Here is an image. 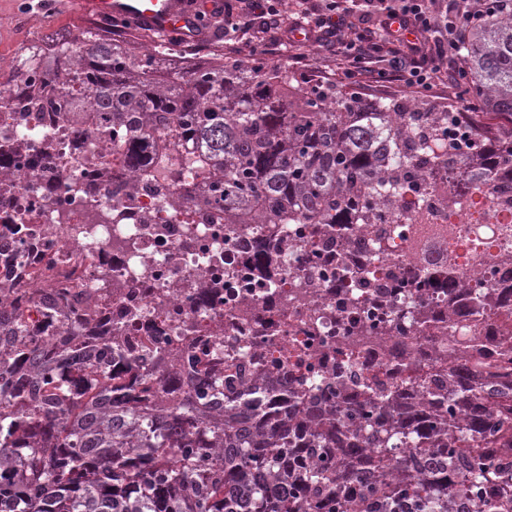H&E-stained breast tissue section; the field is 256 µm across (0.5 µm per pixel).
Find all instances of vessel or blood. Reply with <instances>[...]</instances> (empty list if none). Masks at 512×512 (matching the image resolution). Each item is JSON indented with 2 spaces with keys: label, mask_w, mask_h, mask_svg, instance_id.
Instances as JSON below:
<instances>
[{
  "label": "vessel or blood",
  "mask_w": 512,
  "mask_h": 512,
  "mask_svg": "<svg viewBox=\"0 0 512 512\" xmlns=\"http://www.w3.org/2000/svg\"><path fill=\"white\" fill-rule=\"evenodd\" d=\"M86 19L120 17L150 31H183L191 27L201 0H76Z\"/></svg>",
  "instance_id": "obj_1"
}]
</instances>
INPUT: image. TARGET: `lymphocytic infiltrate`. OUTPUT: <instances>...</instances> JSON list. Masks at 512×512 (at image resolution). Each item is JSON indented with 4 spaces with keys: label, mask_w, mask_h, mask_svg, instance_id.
<instances>
[{
    "label": "lymphocytic infiltrate",
    "mask_w": 512,
    "mask_h": 512,
    "mask_svg": "<svg viewBox=\"0 0 512 512\" xmlns=\"http://www.w3.org/2000/svg\"><path fill=\"white\" fill-rule=\"evenodd\" d=\"M282 6L283 0H255L245 11L233 0H224L217 18L228 37L257 27L276 31L283 44L296 33L335 39L341 73L351 85L395 82L429 93L443 81L452 89L461 85L466 74L461 50L469 28L482 17L500 12L506 0H447L443 5L437 0H354L356 12L373 7L376 25L360 27L347 39L338 36L342 0H322L303 11L292 29L281 24Z\"/></svg>",
    "instance_id": "f902f5d3"
}]
</instances>
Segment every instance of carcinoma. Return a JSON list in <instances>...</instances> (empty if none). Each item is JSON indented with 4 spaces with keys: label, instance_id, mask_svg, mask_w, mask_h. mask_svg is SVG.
I'll use <instances>...</instances> for the list:
<instances>
[{
    "label": "carcinoma",
    "instance_id": "carcinoma-1",
    "mask_svg": "<svg viewBox=\"0 0 512 512\" xmlns=\"http://www.w3.org/2000/svg\"><path fill=\"white\" fill-rule=\"evenodd\" d=\"M43 70L16 75L29 112H80L85 92L111 116L112 133L128 143L125 158L156 181L177 169L204 181L203 202L224 207L226 224H314L315 238L344 240L352 224H370L388 204L398 221L389 244L406 234L448 241L435 263L417 254L420 281L436 280L457 298L460 268L476 255L493 260L496 288L467 292L483 328L448 321V351L474 348L475 364L448 373L402 369L366 377L336 363L320 395L297 392L304 417L290 429L265 427L280 397L250 368L229 363L202 386L174 375L144 374L161 359L152 337L131 352L103 340L88 352L58 345L50 331L91 310L73 289L49 288L38 299L18 293L0 328V512H448V491L463 486L482 512L512 504V11L469 30L462 49L466 98L475 111L457 116L471 144L448 153V128L410 129L413 112H389L334 85H310L266 59L222 53L157 86L164 58L142 62L143 45L115 41L97 27L69 33ZM142 113L129 122L127 113ZM171 128L164 152L145 155L138 140L151 126ZM448 166L467 208L448 203L440 228L405 222L406 197L435 165ZM499 182L492 192L470 184ZM376 310L393 321L439 328L426 306L390 307L400 285L395 269L361 273ZM213 350H192L193 370L208 374ZM270 364L313 369L305 354L279 349ZM421 389L429 408L404 411L400 400ZM170 431L153 427L149 404ZM255 421L254 427L247 420ZM371 452L360 465L406 476L363 482L341 471L334 448ZM414 452L404 461L395 454ZM430 470L429 478L415 474Z\"/></svg>",
    "mask_w": 512,
    "mask_h": 512
}]
</instances>
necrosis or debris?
Returning <instances> with one entry per match:
<instances>
[{
	"instance_id": "4bbe7bcc",
	"label": "necrosis or debris",
	"mask_w": 512,
	"mask_h": 512,
	"mask_svg": "<svg viewBox=\"0 0 512 512\" xmlns=\"http://www.w3.org/2000/svg\"><path fill=\"white\" fill-rule=\"evenodd\" d=\"M25 99L0 85V318L9 319L6 294L78 285L99 305L96 318L80 324V341L95 346L112 336L144 335L159 323L155 344L167 371L185 376V331L197 346L222 347L212 363L228 359L256 365L267 389L284 399L283 416L296 422L297 390L286 374L263 367L273 346L314 335L308 351L317 368L314 386L329 376L338 352L353 355L359 373L385 364L414 368L447 365L448 337L419 331L342 336L336 311L360 302L369 290L340 288L335 267L319 264L304 224H228L223 210L199 203V181L171 173L163 191L149 189L142 170L122 166L126 146L113 138L104 113L86 101L81 113L60 112L37 121ZM51 162L59 178L46 191L41 176ZM267 250L282 273L277 284L258 275L256 251ZM355 267L413 268L409 244L387 245L384 222L354 224L344 249ZM139 316L128 320L125 312Z\"/></svg>"
}]
</instances>
